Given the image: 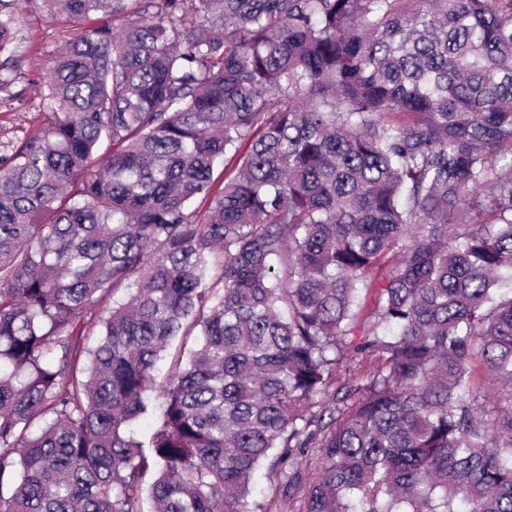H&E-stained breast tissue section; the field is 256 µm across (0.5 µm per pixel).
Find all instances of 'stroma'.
Listing matches in <instances>:
<instances>
[{
    "label": "stroma",
    "instance_id": "stroma-1",
    "mask_svg": "<svg viewBox=\"0 0 512 512\" xmlns=\"http://www.w3.org/2000/svg\"><path fill=\"white\" fill-rule=\"evenodd\" d=\"M80 29L62 13L49 11L44 0H26L21 11L16 52L0 56L7 83L0 85V150L42 129L45 122L43 75L54 65L66 42Z\"/></svg>",
    "mask_w": 512,
    "mask_h": 512
}]
</instances>
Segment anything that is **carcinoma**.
<instances>
[{
	"mask_svg": "<svg viewBox=\"0 0 512 512\" xmlns=\"http://www.w3.org/2000/svg\"><path fill=\"white\" fill-rule=\"evenodd\" d=\"M45 2L123 23L0 154V512H512V0Z\"/></svg>",
	"mask_w": 512,
	"mask_h": 512,
	"instance_id": "obj_1",
	"label": "carcinoma"
}]
</instances>
